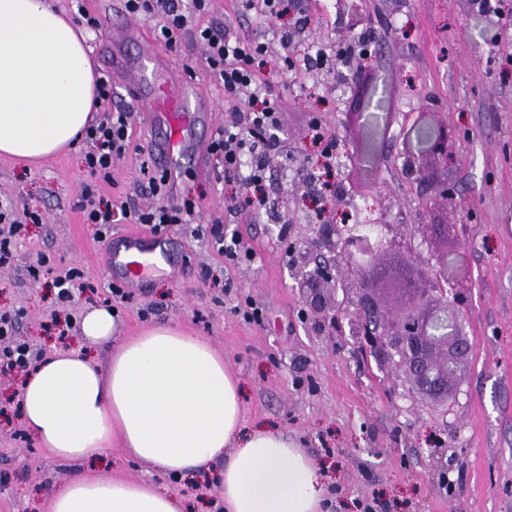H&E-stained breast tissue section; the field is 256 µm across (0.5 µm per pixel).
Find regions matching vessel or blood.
Returning a JSON list of instances; mask_svg holds the SVG:
<instances>
[{
	"label": "vessel or blood",
	"mask_w": 512,
	"mask_h": 512,
	"mask_svg": "<svg viewBox=\"0 0 512 512\" xmlns=\"http://www.w3.org/2000/svg\"><path fill=\"white\" fill-rule=\"evenodd\" d=\"M131 40L139 42L143 64L152 65L156 81H147L141 66H131L125 59L122 46ZM154 45L153 38L144 30L128 29L122 38L113 40L107 64L123 76L144 122L154 129L163 128V135L151 141L150 150L173 186L181 174L182 160L190 155L202 156L207 151L208 145L197 137L196 128L210 116L213 104L200 96L192 84L168 76ZM172 245V238L167 236L147 238L135 232L115 236L109 252V271L114 283L132 290L144 287L169 262Z\"/></svg>",
	"instance_id": "obj_1"
}]
</instances>
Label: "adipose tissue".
<instances>
[{
    "label": "adipose tissue",
    "mask_w": 512,
    "mask_h": 512,
    "mask_svg": "<svg viewBox=\"0 0 512 512\" xmlns=\"http://www.w3.org/2000/svg\"><path fill=\"white\" fill-rule=\"evenodd\" d=\"M88 33L46 0H0V156L34 165L73 144L87 125L96 77ZM84 349L38 362L18 389L28 432L77 463L120 445L177 478L223 461L224 512H322V475L287 436L244 430L240 384L207 337L159 324L116 338L111 309L92 307ZM117 343L107 367L90 351ZM50 512H184L149 481L86 469L53 489Z\"/></svg>",
    "instance_id": "adipose-tissue-1"
}]
</instances>
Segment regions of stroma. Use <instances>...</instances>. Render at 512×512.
<instances>
[{"instance_id":"1","label":"stroma","mask_w":512,"mask_h":512,"mask_svg":"<svg viewBox=\"0 0 512 512\" xmlns=\"http://www.w3.org/2000/svg\"><path fill=\"white\" fill-rule=\"evenodd\" d=\"M68 15L85 9L101 26L89 42L99 74L109 67L104 46L134 19L124 0H52ZM500 14L477 16L470 0H332L331 20L297 27L295 45L340 47L367 34L371 54L388 82L391 120L384 163L355 166L342 126L350 109L343 63L306 74L285 69L278 28L257 22L242 0H208L175 46H160L170 71L193 82L216 106L212 140L231 122L224 87L208 71L198 27L231 26L238 35L266 42L264 67L279 70L273 93L281 124L264 158L273 214L231 211L235 187L216 177L220 161L188 160L180 197L195 201L196 223L220 220L236 234L242 258L231 261L208 238L172 227L174 264L146 288L115 302L119 334L134 336L157 323H175L207 336L240 380L247 429L277 428L296 440L311 460L326 467L329 512H512V0ZM433 112L456 130L442 174L448 181V220L467 227L468 277L463 310L474 350L447 403L413 391L395 369L361 348L353 328L350 285L336 286V315L327 322L311 312L295 279L309 227L323 208L340 210L343 223L387 220L413 224L426 187L411 176L400 131L418 113ZM319 118L342 154L324 203L308 198L301 179L316 169L321 147L308 134ZM154 137L140 113L132 115L134 150L112 169L101 191L134 207L151 205L139 178L138 149ZM87 174L79 151L46 159L28 170L0 156V196L40 210L44 223L29 225L12 268L0 271V311L24 309L19 336L40 354L78 347L58 340L43 325L51 316L76 326L85 308L107 296L112 278L106 243L82 221L80 186ZM49 255L56 270L81 268L95 291H74L59 303L27 269ZM21 376L0 374V512H47L52 486L72 478L75 465L53 459L26 436L15 392ZM103 475L155 481L183 499L185 512H216L222 488L209 475L197 484L155 468L127 463L112 447Z\"/></svg>"}]
</instances>
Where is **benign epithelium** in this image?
<instances>
[{
  "instance_id": "benign-epithelium-1",
  "label": "benign epithelium",
  "mask_w": 512,
  "mask_h": 512,
  "mask_svg": "<svg viewBox=\"0 0 512 512\" xmlns=\"http://www.w3.org/2000/svg\"><path fill=\"white\" fill-rule=\"evenodd\" d=\"M366 97V112L347 113L349 127L356 133L352 156L375 164L381 159L385 131L379 123L369 124L367 111L375 101L386 108L385 80L372 84ZM411 134L414 138L403 141L406 164L433 190L422 210L426 214L435 210L439 201L448 200V183L439 168L448 158L456 131L436 121L431 112L421 124L412 126ZM378 229V237L372 239L335 223L332 217L312 225L311 247L303 254L300 281L306 305L321 317H330L335 305L329 298V286L341 274L336 259H342L356 284L352 300L355 334L378 360L394 364L419 394L446 402L472 356L457 289L444 287L466 277L464 225L412 224L406 234L398 224H380ZM450 239L458 244L452 252L448 251ZM424 248L437 267L429 277H420L412 266L395 269L380 262L384 254L419 257Z\"/></svg>"
}]
</instances>
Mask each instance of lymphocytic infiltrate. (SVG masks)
Instances as JSON below:
<instances>
[{
  "mask_svg": "<svg viewBox=\"0 0 512 512\" xmlns=\"http://www.w3.org/2000/svg\"><path fill=\"white\" fill-rule=\"evenodd\" d=\"M206 0H125L128 14L153 21L160 42L173 46L193 13L204 11ZM206 48L205 61L215 79L224 87V102L234 114L232 125L218 130L209 150L221 156L224 162L223 179L239 182L243 189L247 211L256 213L270 206L265 191L266 172L263 162L244 167L245 151L266 152L272 147L270 130L280 124L273 86L280 77L260 69L259 57L267 52L265 43L232 34L214 27L196 32ZM96 105L105 111L99 120L85 129L86 148L83 167L90 180L82 184L79 208L84 223L95 225V237L106 240L112 226L118 222L140 224L154 234L167 231L174 224H185L195 236H209L218 253L228 259L238 257L235 245L225 244L222 224H196V204L190 200L171 201L167 191V177L142 160L140 172L145 190L154 199L147 208H130L102 195L95 178L111 181L113 165L123 159L131 146V114L123 108H112V82L102 76L96 81ZM40 212L21 206L17 199L0 198V268L9 269L14 261L16 240L26 232L28 225L43 223ZM32 277L45 279L54 288L56 298L68 300L74 289L88 288L90 282L77 267L58 272L47 258H39L30 266ZM24 316L23 310L0 313V371H26L33 359L31 347L16 341L15 334Z\"/></svg>",
  "mask_w": 512,
  "mask_h": 512,
  "instance_id": "f902f5d3",
  "label": "lymphocytic infiltrate"
}]
</instances>
